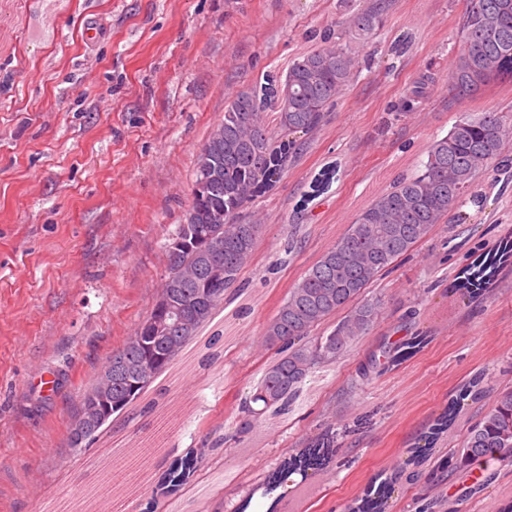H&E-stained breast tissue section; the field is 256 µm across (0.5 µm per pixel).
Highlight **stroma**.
<instances>
[{
	"instance_id": "1",
	"label": "stroma",
	"mask_w": 512,
	"mask_h": 512,
	"mask_svg": "<svg viewBox=\"0 0 512 512\" xmlns=\"http://www.w3.org/2000/svg\"><path fill=\"white\" fill-rule=\"evenodd\" d=\"M468 0H397L360 53V73L326 123L252 214L263 222L242 294L203 329V344L104 430L74 451L69 424L80 395L113 349L149 314L165 274L164 245L191 204L196 156L246 86L284 79L313 31L334 27L345 0H0V512H54L100 488L107 463L148 481L127 512H356L387 480L381 512H506L512 461L483 485L447 462L470 427L512 388V264L485 296L453 289L474 249L512 237V180L489 168L480 203L449 212L407 258L365 292L379 299L373 330L317 369L287 415L234 434L245 396L275 353L263 330L276 303L360 209L414 171L433 140L464 112L512 115V81L449 102L443 84L461 48ZM408 41L404 56L391 50ZM426 98L405 109L413 82ZM336 176L313 194L327 170ZM298 248L277 274L265 269L291 225ZM420 334L427 346L384 370L378 346ZM458 402L454 424L423 437ZM374 412L369 427L353 421ZM334 425L339 463L266 486L291 456ZM203 459L187 483L165 476L180 458Z\"/></svg>"
}]
</instances>
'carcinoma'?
<instances>
[{
	"mask_svg": "<svg viewBox=\"0 0 512 512\" xmlns=\"http://www.w3.org/2000/svg\"><path fill=\"white\" fill-rule=\"evenodd\" d=\"M396 0H362L343 14L337 29H327L316 46L295 58L280 85L267 82L233 93L224 117L198 154L192 201L182 224L165 243L166 273L161 288L181 313L194 320L200 332L224 305L200 307L196 298L211 287L208 266L213 246L224 260V290L239 291L242 270L251 261L262 225L243 224V212L288 171L306 149L308 137L324 125L326 113L355 81L359 48L393 14ZM463 50L446 78L453 101L472 99L497 81L512 78V0H469L460 24ZM273 121H268V106ZM512 140V122L498 112L461 115L448 133L432 142L427 159L414 173L403 176L355 216L346 232L329 246L303 276L295 281L266 324L264 339L278 346L276 357L262 371L242 403L236 421L238 435L272 416L284 415L303 391L308 378L324 363L336 359L372 330L381 302L360 301L363 293L393 264L414 251L444 223L448 212L477 201L472 190L503 146ZM181 240L188 247L174 253ZM296 228L287 232L267 272L288 264L297 248ZM192 263L199 274L177 278L175 270ZM498 265L492 261L466 268L458 287L472 293L486 290ZM347 311L327 335L310 336L319 325ZM427 337L413 336L393 349L379 348L385 365L413 358ZM190 342L173 336L133 333L112 352V399L131 395L132 369L142 363L147 378L136 394L143 395L154 380L170 369L169 356H181ZM336 455V433L329 427L304 451L284 462L269 487L274 489L298 469H319ZM512 458V389L502 391L493 405L468 431L462 448L452 454L450 466L463 470L475 463L488 466ZM199 460L180 461L169 473L179 483L195 470Z\"/></svg>",
	"mask_w": 512,
	"mask_h": 512,
	"instance_id": "carcinoma-1",
	"label": "carcinoma"
}]
</instances>
